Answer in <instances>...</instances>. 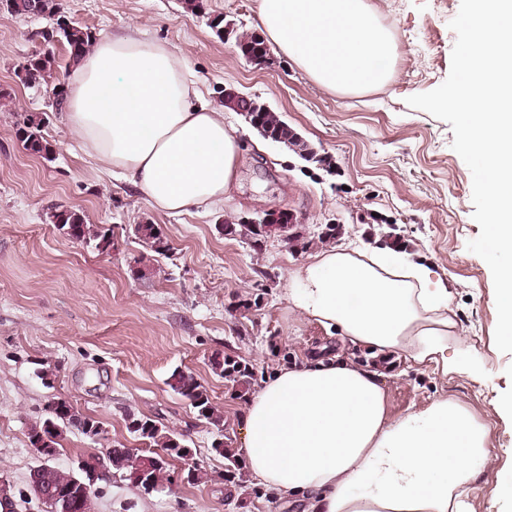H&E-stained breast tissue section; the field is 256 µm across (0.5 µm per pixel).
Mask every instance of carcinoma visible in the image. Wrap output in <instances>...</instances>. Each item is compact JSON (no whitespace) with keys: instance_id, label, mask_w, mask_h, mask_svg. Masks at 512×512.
I'll return each mask as SVG.
<instances>
[{"instance_id":"1","label":"carcinoma","mask_w":512,"mask_h":512,"mask_svg":"<svg viewBox=\"0 0 512 512\" xmlns=\"http://www.w3.org/2000/svg\"><path fill=\"white\" fill-rule=\"evenodd\" d=\"M4 9L16 15L37 13L48 16L49 25L38 31L36 36L47 46L55 41L63 43L67 47L69 57L74 61L88 53L94 45L93 32L87 27L64 21V11L56 0H4ZM54 71V54L50 51L40 52L29 57L18 73V78L22 84L28 86L47 84L53 78ZM248 110L261 117V128L258 132L265 139L288 146V149L301 160L317 163L326 173H332L331 162L318 156L276 112L262 110V103L254 99L248 102ZM16 136L31 154L45 160L51 159L53 149L42 134V120L28 116L17 128ZM48 219L57 230L76 242L92 245L99 251L112 246L111 229L84 223L82 215L73 208L55 206L51 209ZM133 232L136 238L150 245L156 253L163 255L169 251L168 243L156 225L137 224ZM210 365L214 374L224 378L235 388H249L255 377L254 368L249 364L237 360L235 366L229 367L225 365L224 357L219 354L211 358ZM167 385L189 402L199 420L215 427L220 433L224 431V413L213 403L208 387L195 375L176 367L168 377ZM135 421L140 423V427L130 430V434L143 441L148 450L129 452L121 447L112 448V469L128 476L150 473L153 476V486L137 485V488L149 494L171 482L169 464L155 467L156 453L153 449L168 448L171 450L170 460H183L185 454L181 453V449L188 447V444L185 434L173 427L159 425L149 417L130 419L132 423ZM69 428L76 429L89 438H96L101 434L99 421L80 412L70 401L58 398L48 405L47 417L30 427L29 446H42L56 451L64 430ZM211 450L227 460L225 471L220 473L219 478L224 482L231 480L235 484L238 483L240 463L233 450L215 445L211 446ZM79 479L81 476L75 474L73 470L61 474L37 471L30 473L29 485L36 484L40 486L43 494L50 495L59 491L63 485L77 486Z\"/></svg>"}]
</instances>
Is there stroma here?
Here are the masks:
<instances>
[{
	"mask_svg": "<svg viewBox=\"0 0 512 512\" xmlns=\"http://www.w3.org/2000/svg\"><path fill=\"white\" fill-rule=\"evenodd\" d=\"M461 0H367L392 33L396 75L362 93L331 92L311 81L277 50L264 65L242 56L234 39L218 38L214 16L237 31L258 32L255 0H60L76 25L96 37L134 31L168 43L186 62L210 106L241 142L238 187L223 207L180 215L156 211L146 194L119 174L100 170L84 153L63 112L43 87L22 85L17 72L44 45L41 16L0 9V476L26 488L39 464L27 433L48 403L64 398L100 421L103 438L67 430L52 463L72 468L110 446L139 447L126 429L147 416L182 431L204 478L181 480L151 494L127 481L101 483L94 512H297L242 475L240 487L218 478L224 458L211 452L216 436L238 448L251 390H237L210 367L214 354L243 360L255 382L284 364L335 353L356 361L368 351L346 347L318 323L292 311L288 273L306 262L327 228L340 224L336 242L400 246L427 267L430 285L447 287L451 317L467 336L449 338V361L464 366L444 377L404 361L385 380L392 416L426 406L438 396L468 404L491 427L493 461L472 482L474 512H512L499 497L498 474L512 473V353L495 345L494 285L487 263L467 248L480 233L473 218L472 175L453 149L449 123L408 106V97L447 78L456 35L449 23ZM232 88L260 100L328 158L332 172L307 163L285 145L263 139L241 113L226 109ZM45 120L52 160L31 155L15 131L25 115ZM79 210L86 223L111 229L101 252L70 240L50 224L51 207ZM297 215L298 241L275 228L247 233L243 219L257 211ZM158 225L170 247L154 252L131 231ZM57 368L51 382L39 372ZM192 371L224 413V430L197 419L167 385L174 368Z\"/></svg>",
	"mask_w": 512,
	"mask_h": 512,
	"instance_id": "35a3bbf8",
	"label": "stroma"
}]
</instances>
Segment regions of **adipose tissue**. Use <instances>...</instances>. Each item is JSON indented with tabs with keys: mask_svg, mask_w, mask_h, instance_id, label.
Segmentation results:
<instances>
[{
	"mask_svg": "<svg viewBox=\"0 0 512 512\" xmlns=\"http://www.w3.org/2000/svg\"><path fill=\"white\" fill-rule=\"evenodd\" d=\"M272 43L315 84L363 92L393 74L396 44L364 0H257ZM184 59L137 34L106 38L76 63L66 121L87 154L123 172L152 206L215 208L238 185L239 141L222 111L198 102ZM379 251L322 250L288 276V301L340 342L448 376L458 335L446 289ZM385 373L333 355L273 371L243 415L251 477L302 512H471L467 493L488 466L490 428L467 405L434 399L394 417Z\"/></svg>",
	"mask_w": 512,
	"mask_h": 512,
	"instance_id": "ef3b65f1",
	"label": "adipose tissue"
}]
</instances>
